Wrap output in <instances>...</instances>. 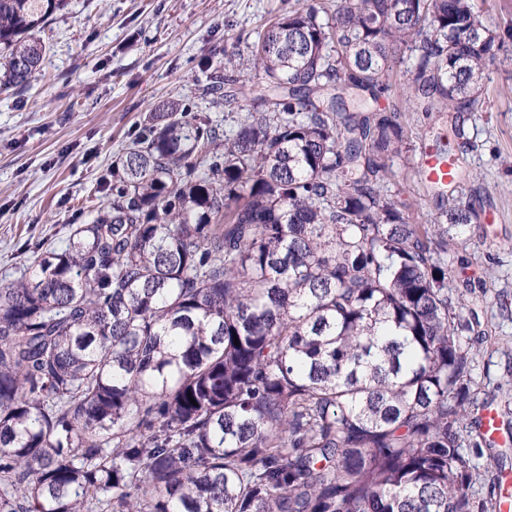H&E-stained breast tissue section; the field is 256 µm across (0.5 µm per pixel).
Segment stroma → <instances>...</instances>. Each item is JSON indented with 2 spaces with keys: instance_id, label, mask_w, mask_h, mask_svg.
I'll list each match as a JSON object with an SVG mask.
<instances>
[{
  "instance_id": "stroma-1",
  "label": "stroma",
  "mask_w": 512,
  "mask_h": 512,
  "mask_svg": "<svg viewBox=\"0 0 512 512\" xmlns=\"http://www.w3.org/2000/svg\"><path fill=\"white\" fill-rule=\"evenodd\" d=\"M482 25L499 37L487 67L482 111L424 112L405 100L411 59L394 69L383 107H397L408 152L383 189L406 203L413 223H442L448 203H473L481 221L447 254L454 286L471 280L465 301L479 318L472 386L499 420L503 469L478 459L474 497L501 483L512 505V0H474ZM282 0H69L41 32L42 72L22 92L0 91V282L19 277L46 251L110 205L112 163L170 101L193 119L231 133L241 110L201 93L208 69L246 55ZM461 182L436 197L421 160L451 121Z\"/></svg>"
}]
</instances>
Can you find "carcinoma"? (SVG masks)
Returning <instances> with one entry per match:
<instances>
[{
    "label": "carcinoma",
    "instance_id": "obj_1",
    "mask_svg": "<svg viewBox=\"0 0 512 512\" xmlns=\"http://www.w3.org/2000/svg\"><path fill=\"white\" fill-rule=\"evenodd\" d=\"M67 6L0 0V90ZM498 46L472 0H335L250 44L224 143L167 103L112 206L0 284V512H489L443 257L480 213L413 224L383 193L407 141L379 100L408 51L425 111L474 112Z\"/></svg>",
    "mask_w": 512,
    "mask_h": 512
}]
</instances>
